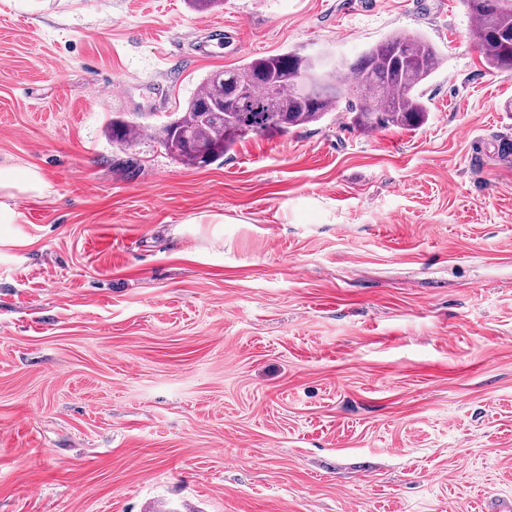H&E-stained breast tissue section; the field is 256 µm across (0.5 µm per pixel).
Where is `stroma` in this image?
<instances>
[{
  "mask_svg": "<svg viewBox=\"0 0 512 512\" xmlns=\"http://www.w3.org/2000/svg\"><path fill=\"white\" fill-rule=\"evenodd\" d=\"M470 28L459 0H0V167L48 185L0 224V512H512V76ZM399 31L446 56L420 127L334 112L198 168L109 136Z\"/></svg>",
  "mask_w": 512,
  "mask_h": 512,
  "instance_id": "35a3bbf8",
  "label": "stroma"
}]
</instances>
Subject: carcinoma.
Listing matches in <instances>:
<instances>
[{
  "mask_svg": "<svg viewBox=\"0 0 512 512\" xmlns=\"http://www.w3.org/2000/svg\"><path fill=\"white\" fill-rule=\"evenodd\" d=\"M473 20L486 64L512 74V0H462ZM443 62L440 50L424 36L400 31L368 47L352 63L336 61L319 77L312 96L299 93L311 63L299 52L254 58L238 68L209 74L182 111L159 132L164 149L182 164L206 166L224 157L250 134L287 133L344 110L350 124L364 131L390 126L416 128L428 118L422 87ZM368 93L344 95L341 80ZM235 99L238 112H208L214 103ZM112 142L129 143L137 125L117 115L110 123Z\"/></svg>",
  "mask_w": 512,
  "mask_h": 512,
  "instance_id": "cac0c4a2",
  "label": "carcinoma"
}]
</instances>
